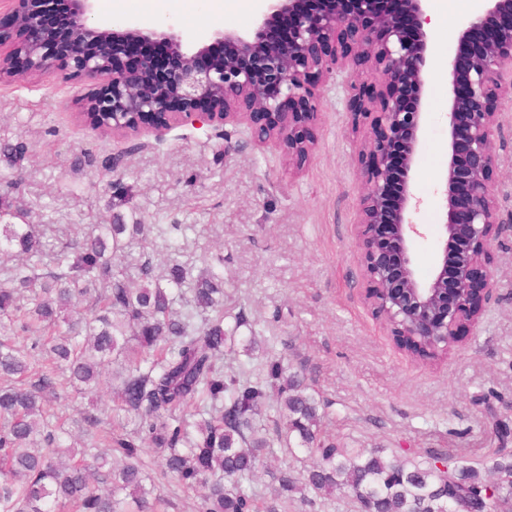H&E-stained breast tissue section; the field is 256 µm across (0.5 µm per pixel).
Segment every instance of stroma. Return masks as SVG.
Returning a JSON list of instances; mask_svg holds the SVG:
<instances>
[{
	"label": "stroma",
	"instance_id": "stroma-1",
	"mask_svg": "<svg viewBox=\"0 0 512 512\" xmlns=\"http://www.w3.org/2000/svg\"><path fill=\"white\" fill-rule=\"evenodd\" d=\"M211 0H152L157 23L171 22L186 46L213 25L239 30L254 16ZM346 75L327 88L313 130L317 148L302 171L280 152L256 147L244 127L177 125L155 135H102L82 119L93 82L68 72L0 81V141L23 140L21 166L0 162V179H17L10 199L35 224L79 233L113 213L140 222L156 256L160 225H185L181 261L203 269L224 255L232 277L225 299L245 308L257 343L303 368L323 400L324 422L349 448H440L461 464L492 467L512 455V112L498 136L495 186L505 228L493 246L495 288L478 324L441 360L412 357L364 302L356 206L359 164L349 128ZM431 109L415 185L424 205L415 221L414 256L428 277L437 253L434 195L446 162L448 79L444 63L428 76ZM132 185L122 201L101 172Z\"/></svg>",
	"mask_w": 512,
	"mask_h": 512
}]
</instances>
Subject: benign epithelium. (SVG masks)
<instances>
[{
	"label": "benign epithelium",
	"mask_w": 512,
	"mask_h": 512,
	"mask_svg": "<svg viewBox=\"0 0 512 512\" xmlns=\"http://www.w3.org/2000/svg\"><path fill=\"white\" fill-rule=\"evenodd\" d=\"M0 14V79L41 76L64 64L99 81L84 114L114 134L159 132L182 123L245 125L259 147H274L299 168L315 149L324 87L349 75L348 112L361 165L358 248L364 300L393 336L418 347L460 336L477 324L495 287L492 247L503 229L493 171L504 111L512 109V0H480L460 22L458 40L478 31L464 70L448 57V161L438 176L442 202L439 258L417 275L412 220L423 200L414 169L428 115L427 73L442 54L430 33L428 0H262L253 32L217 27L211 42L184 47L172 26L134 20L90 23L95 0H59L71 16L67 54L43 47L46 0H16ZM288 22L279 43L266 32ZM166 47L173 63L158 75L147 48Z\"/></svg>",
	"instance_id": "obj_1"
}]
</instances>
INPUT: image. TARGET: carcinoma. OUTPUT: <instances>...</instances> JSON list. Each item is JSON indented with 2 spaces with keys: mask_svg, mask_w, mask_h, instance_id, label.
Here are the masks:
<instances>
[{
  "mask_svg": "<svg viewBox=\"0 0 512 512\" xmlns=\"http://www.w3.org/2000/svg\"><path fill=\"white\" fill-rule=\"evenodd\" d=\"M18 140L0 142V160L17 166ZM143 224L119 214L79 236L62 224H30L0 195V253L24 260L0 283V512H165L146 456L161 477L197 498L196 512H288L298 490H346L359 512H474L512 505V459L484 474L428 449L421 459L345 448L321 430L319 400L304 371L280 356L267 378L224 371L249 322L224 310V255L208 272L169 250L164 267L143 251L136 279L123 264ZM26 333L16 344L14 332ZM116 365L112 429L97 448L64 444L67 417L51 408L95 393L101 368ZM276 391L268 432L262 406ZM135 428L126 429V423ZM302 451L320 463L303 478L282 468L277 497L258 500L244 482L265 453Z\"/></svg>",
  "mask_w": 512,
  "mask_h": 512,
  "instance_id": "cac0c4a2",
  "label": "carcinoma"
}]
</instances>
